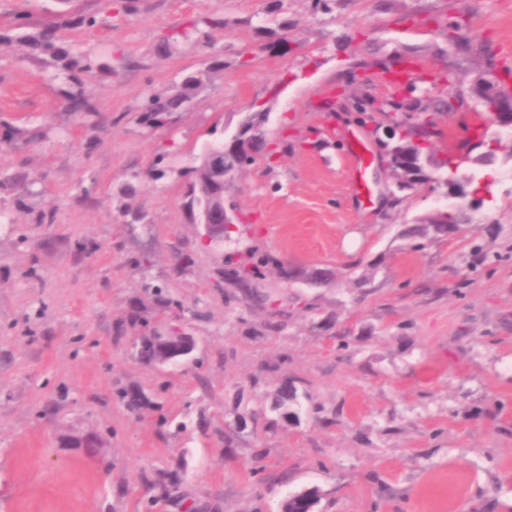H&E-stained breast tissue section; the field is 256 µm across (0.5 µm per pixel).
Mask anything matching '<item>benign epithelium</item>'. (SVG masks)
Here are the masks:
<instances>
[{
  "instance_id": "obj_1",
  "label": "benign epithelium",
  "mask_w": 512,
  "mask_h": 512,
  "mask_svg": "<svg viewBox=\"0 0 512 512\" xmlns=\"http://www.w3.org/2000/svg\"><path fill=\"white\" fill-rule=\"evenodd\" d=\"M479 99L491 101L489 119L502 130L512 129V93L503 91L500 85L494 83L476 85ZM205 165L212 174L209 192L193 205V217L203 227L202 238L207 244L224 241V232L231 228L235 215L224 208V194L217 190L224 183L231 170L224 167V149L211 148L206 152ZM165 344V355L157 360L159 364L180 362L187 359L195 349L192 337L179 332L170 331L160 336Z\"/></svg>"
}]
</instances>
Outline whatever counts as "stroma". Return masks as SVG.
I'll use <instances>...</instances> for the list:
<instances>
[{"mask_svg": "<svg viewBox=\"0 0 512 512\" xmlns=\"http://www.w3.org/2000/svg\"><path fill=\"white\" fill-rule=\"evenodd\" d=\"M47 10L97 67L29 58L17 16ZM199 16L225 27L191 30ZM78 18L61 0H0V138L17 140L0 177L28 181L0 193V512H281L310 490L315 512H512V155L398 190L372 106L404 59L424 65L406 115L477 106L476 80L512 66V0H138ZM191 75V106L146 124V99ZM76 83L92 113L66 112ZM258 118L264 150L224 184L234 230L202 246L193 169ZM433 119L441 159L469 118ZM352 134L372 154L358 174ZM458 203L456 236L408 248L406 225ZM251 253L275 263L241 288L228 263ZM138 310L148 324L131 325ZM161 326L194 337L187 364L139 359ZM284 380L295 401H279ZM85 435L100 448L72 446Z\"/></svg>", "mask_w": 512, "mask_h": 512, "instance_id": "obj_1", "label": "stroma"}]
</instances>
